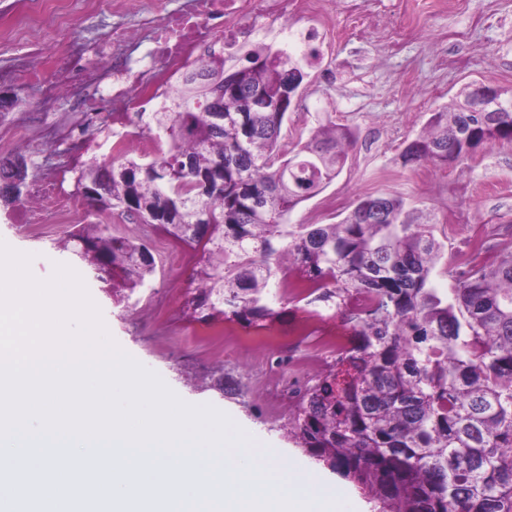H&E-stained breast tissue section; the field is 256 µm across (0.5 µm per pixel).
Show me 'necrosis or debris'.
Returning a JSON list of instances; mask_svg holds the SVG:
<instances>
[{
	"instance_id": "4bbe7bcc",
	"label": "necrosis or debris",
	"mask_w": 512,
	"mask_h": 512,
	"mask_svg": "<svg viewBox=\"0 0 512 512\" xmlns=\"http://www.w3.org/2000/svg\"><path fill=\"white\" fill-rule=\"evenodd\" d=\"M288 0H189L186 8L175 11L168 0H152V14L145 27H116L98 40L94 53L100 62L94 72L78 63V49L51 56L27 67L25 76L38 88L44 104L64 97L75 82L107 85V101L114 112H156L169 104L180 84L199 69L206 48L225 49L255 32L252 15L276 22L287 16ZM141 43L147 50L133 56L129 48ZM89 143L76 140L60 169L50 172L30 197L26 219L34 223L44 215L46 204L56 210L82 214L83 202L67 191L68 176L76 174Z\"/></svg>"
}]
</instances>
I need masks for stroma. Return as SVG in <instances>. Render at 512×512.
<instances>
[{
    "label": "stroma",
    "instance_id": "stroma-1",
    "mask_svg": "<svg viewBox=\"0 0 512 512\" xmlns=\"http://www.w3.org/2000/svg\"><path fill=\"white\" fill-rule=\"evenodd\" d=\"M323 2L331 17L326 26L319 15L298 8L288 13L292 32L315 25L319 33L308 47L290 51L306 77L297 106L283 123L279 154L288 159L322 112L354 130L356 142L339 176L300 203L288 221L335 224L358 197H403L435 217L430 229L447 261L434 268L431 283L440 296L450 295L454 273L512 253V143L487 145L445 165H407L401 154L431 112L449 105L466 83L512 90V0H365L359 10L349 0ZM134 14L147 18L149 0H139ZM131 15L79 8L60 36L13 13L12 0H0V69L19 74L0 85V93L21 101L20 111L0 112V156L20 152L32 159L29 186L40 181L48 144L83 126L85 115L66 98L54 111L36 112L39 95L21 79L23 68L34 51L51 52L64 40L94 60V39ZM19 214L16 208L0 210V239L32 255L36 278L48 279L55 265L71 264L57 244L74 230L72 216L49 211L42 223L24 224ZM93 220L106 225L110 235L143 241L156 264L147 285L121 302L92 276L83 278L117 344L180 398L231 412L256 437L285 449L291 460L307 461L303 449L280 431L292 409L291 390L333 359L317 351L312 340L294 335L308 319L306 299L294 296L273 322L280 340L276 347L268 345L261 327L188 320L182 308L194 288L193 251L154 226L115 212Z\"/></svg>",
    "mask_w": 512,
    "mask_h": 512
}]
</instances>
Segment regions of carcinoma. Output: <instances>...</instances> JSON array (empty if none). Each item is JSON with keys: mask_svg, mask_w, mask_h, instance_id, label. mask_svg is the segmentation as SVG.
<instances>
[{"mask_svg": "<svg viewBox=\"0 0 512 512\" xmlns=\"http://www.w3.org/2000/svg\"><path fill=\"white\" fill-rule=\"evenodd\" d=\"M246 60L227 72L224 53H211L169 106L113 116L114 126L145 128L158 152L148 161L89 157L76 193L91 213L117 211L197 251V291L186 303L196 321L274 320L270 302H287L284 265H295L312 285L308 303L333 311L352 336L326 372L293 391L280 430L380 512H512V254L464 273L448 300L430 285L445 258L426 230L433 218L401 197H360L337 224L288 223L339 175L355 134L319 114L308 140L279 161L304 74L266 47ZM224 74L231 85L216 124L200 78ZM471 89L431 114L403 163L446 164L512 141V91L497 89L486 112H463ZM259 92L281 111H252ZM13 161L0 162V205L30 198L28 182L11 184ZM203 177L211 183L202 193ZM63 248L101 269L99 281L116 293H134L154 271L145 244L112 237L102 224L81 225Z\"/></svg>", "mask_w": 512, "mask_h": 512, "instance_id": "obj_1", "label": "carcinoma"}]
</instances>
